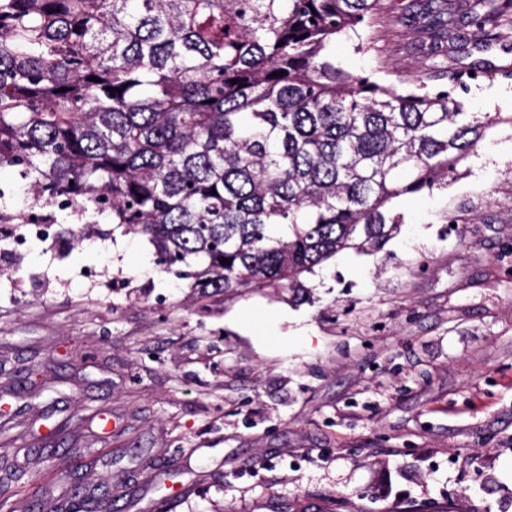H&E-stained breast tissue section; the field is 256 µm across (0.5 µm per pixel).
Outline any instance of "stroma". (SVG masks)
<instances>
[{"label": "stroma", "mask_w": 512, "mask_h": 512, "mask_svg": "<svg viewBox=\"0 0 512 512\" xmlns=\"http://www.w3.org/2000/svg\"><path fill=\"white\" fill-rule=\"evenodd\" d=\"M425 2L388 0L380 53L342 37L337 62L512 112V37L431 51L407 22ZM467 67L479 81L453 83ZM395 205L385 250L337 253L299 301L201 296L88 216L0 236V462L25 473L0 512L74 488L159 512L154 477L195 485L172 512H512V127L448 190Z\"/></svg>", "instance_id": "35a3bbf8"}]
</instances>
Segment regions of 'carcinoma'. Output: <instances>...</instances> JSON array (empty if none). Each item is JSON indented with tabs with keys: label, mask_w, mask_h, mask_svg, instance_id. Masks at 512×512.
Returning a JSON list of instances; mask_svg holds the SVG:
<instances>
[{
	"label": "carcinoma",
	"mask_w": 512,
	"mask_h": 512,
	"mask_svg": "<svg viewBox=\"0 0 512 512\" xmlns=\"http://www.w3.org/2000/svg\"><path fill=\"white\" fill-rule=\"evenodd\" d=\"M412 24L436 47L499 41L512 0H429ZM361 30L393 32L385 0H0V169L146 237L204 297L298 294L338 252L384 250L394 199L447 189L512 126L343 68L330 47Z\"/></svg>",
	"instance_id": "obj_1"
}]
</instances>
